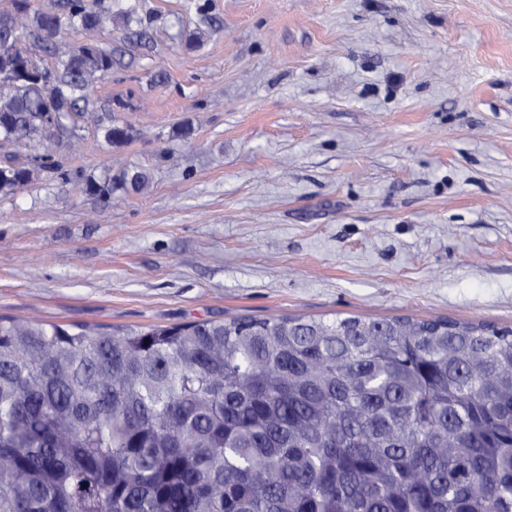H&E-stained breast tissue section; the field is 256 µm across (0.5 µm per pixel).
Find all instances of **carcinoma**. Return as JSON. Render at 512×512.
I'll use <instances>...</instances> for the list:
<instances>
[{"label": "carcinoma", "mask_w": 512, "mask_h": 512, "mask_svg": "<svg viewBox=\"0 0 512 512\" xmlns=\"http://www.w3.org/2000/svg\"><path fill=\"white\" fill-rule=\"evenodd\" d=\"M140 0H11L0 198L58 168L94 87L155 49ZM111 25L112 47L85 39ZM38 48L52 59L33 56ZM29 153L20 155L19 150ZM142 170L81 178L102 200ZM0 512H512V328L243 317L71 331L0 316Z\"/></svg>", "instance_id": "carcinoma-1"}]
</instances>
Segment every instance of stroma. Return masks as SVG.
I'll return each mask as SVG.
<instances>
[{"label":"stroma","mask_w":512,"mask_h":512,"mask_svg":"<svg viewBox=\"0 0 512 512\" xmlns=\"http://www.w3.org/2000/svg\"><path fill=\"white\" fill-rule=\"evenodd\" d=\"M184 2L142 0L152 58L96 88L131 98L133 138L89 122L59 155L150 188L103 201L45 174L0 200V316L512 327V0Z\"/></svg>","instance_id":"1"}]
</instances>
